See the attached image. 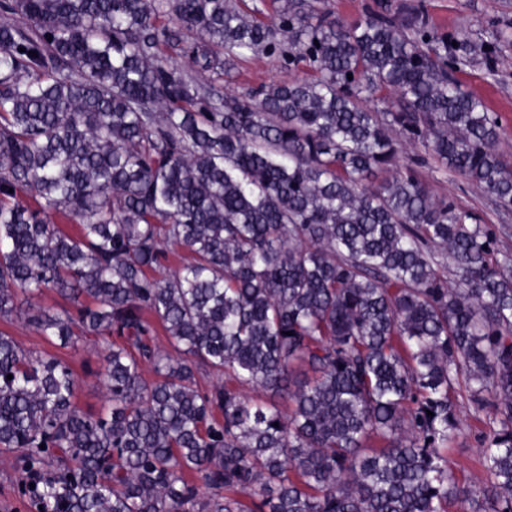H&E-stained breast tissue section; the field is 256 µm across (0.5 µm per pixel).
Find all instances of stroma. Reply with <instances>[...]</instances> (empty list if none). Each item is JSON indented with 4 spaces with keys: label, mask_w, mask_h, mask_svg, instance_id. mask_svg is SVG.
<instances>
[{
    "label": "stroma",
    "mask_w": 512,
    "mask_h": 512,
    "mask_svg": "<svg viewBox=\"0 0 512 512\" xmlns=\"http://www.w3.org/2000/svg\"><path fill=\"white\" fill-rule=\"evenodd\" d=\"M413 0H324L326 7L345 24L371 15H399L404 6ZM428 26L438 35L458 42L464 39L475 43H493L500 50L504 62L496 73H488L485 63L477 62L457 72V79L479 96L489 111L498 115L501 134L497 144L502 156L512 162V0H420ZM305 65L288 66L277 56L256 55L241 62L226 77L224 84L234 93H241L272 81L291 82L307 76ZM421 172L433 192L452 198L459 205L481 216L483 223L494 226L508 225V233L499 235L498 246L512 251V212L501 210L489 196L471 186L462 176L446 173L433 166L422 167ZM25 297H18V314L11 321H0V331H5L26 350L47 352L68 363L79 375L80 385L76 395L77 405L90 414L108 410V394L97 373L103 366L97 349H73L51 344L25 320L28 310ZM460 432L448 444V461L457 476L466 482L478 473L477 459L480 438L487 426L474 411L462 408Z\"/></svg>",
    "instance_id": "obj_1"
}]
</instances>
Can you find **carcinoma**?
Returning <instances> with one entry per match:
<instances>
[{
	"label": "carcinoma",
	"mask_w": 512,
	"mask_h": 512,
	"mask_svg": "<svg viewBox=\"0 0 512 512\" xmlns=\"http://www.w3.org/2000/svg\"><path fill=\"white\" fill-rule=\"evenodd\" d=\"M256 53L314 74L225 92ZM479 53L502 61L418 4L348 27L319 0L270 23L0 0V319L67 300L27 322L107 350L112 401L84 412L69 366L0 332V455L30 512H512V254L399 157L419 143L512 208L498 117L454 76ZM165 243L189 260L157 277ZM462 394L494 426L469 483L447 456Z\"/></svg>",
	"instance_id": "1"
}]
</instances>
